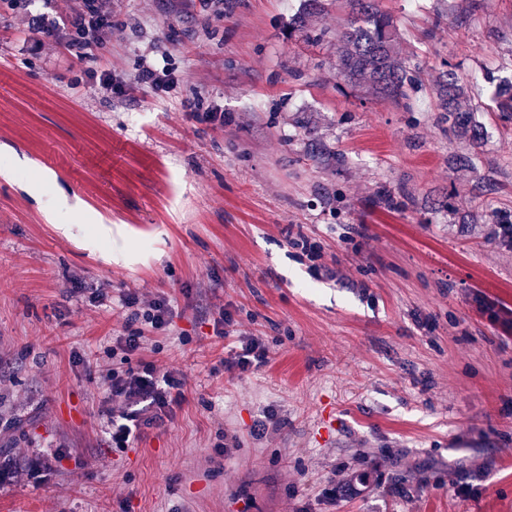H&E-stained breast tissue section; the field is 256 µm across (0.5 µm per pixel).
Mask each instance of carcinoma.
<instances>
[{"label": "carcinoma", "instance_id": "obj_1", "mask_svg": "<svg viewBox=\"0 0 512 512\" xmlns=\"http://www.w3.org/2000/svg\"><path fill=\"white\" fill-rule=\"evenodd\" d=\"M347 17L336 39L338 74L354 85H366L373 92L408 106L410 92L416 88V76L400 56L397 32L390 15L378 0H345ZM440 111L448 115V133L460 139L479 142L470 113V85L449 67L435 83ZM503 121L512 120V79L498 84L494 98Z\"/></svg>", "mask_w": 512, "mask_h": 512}]
</instances>
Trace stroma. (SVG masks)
Here are the masks:
<instances>
[{
    "instance_id": "obj_1",
    "label": "stroma",
    "mask_w": 512,
    "mask_h": 512,
    "mask_svg": "<svg viewBox=\"0 0 512 512\" xmlns=\"http://www.w3.org/2000/svg\"><path fill=\"white\" fill-rule=\"evenodd\" d=\"M468 2L381 0L416 68L406 108L337 76L342 0L311 18L316 46L288 35L302 0H112L101 62L127 78L147 54L179 80L112 101L72 89L65 51L18 54L40 34L0 0V512H512V248L495 224L512 124L491 101L512 77V0ZM451 65L475 149L438 108ZM469 151L474 168L449 167ZM482 176L495 191L477 194ZM100 224L111 236L86 247ZM292 230L320 244L319 271ZM76 276L112 303L72 296ZM129 288L177 314L127 356L112 336ZM224 307L268 365L225 370ZM143 359L182 374L184 398L115 448L99 372ZM267 413L279 433L253 437ZM356 471L363 496H322Z\"/></svg>"
}]
</instances>
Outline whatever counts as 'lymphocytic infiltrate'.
<instances>
[{
  "instance_id": "1",
  "label": "lymphocytic infiltrate",
  "mask_w": 512,
  "mask_h": 512,
  "mask_svg": "<svg viewBox=\"0 0 512 512\" xmlns=\"http://www.w3.org/2000/svg\"><path fill=\"white\" fill-rule=\"evenodd\" d=\"M79 2L78 9L62 26L44 17L29 16V24L37 26L42 34L41 40L33 42L32 51L44 50L47 41L56 39L59 28L64 26L68 29L64 49L85 66L95 47L111 41L112 0ZM83 74L86 82L94 84L107 98L124 96L133 84L163 93L174 90L178 84L173 72L158 68L148 60L142 62L130 80L116 78L108 69H89L86 66ZM120 304L125 312V332L116 337L115 344L123 353L145 351L150 333L169 328L173 322L175 308L163 295L135 289L122 293ZM215 323L217 335H226L231 327L236 330L237 344L224 360L225 369L245 372L269 363L271 352L268 346L247 329L235 327L229 312L219 310ZM102 379L109 391V437L116 448L128 447L142 427L158 425L171 418L175 406L183 399V380L153 361L137 369L106 370Z\"/></svg>"
}]
</instances>
